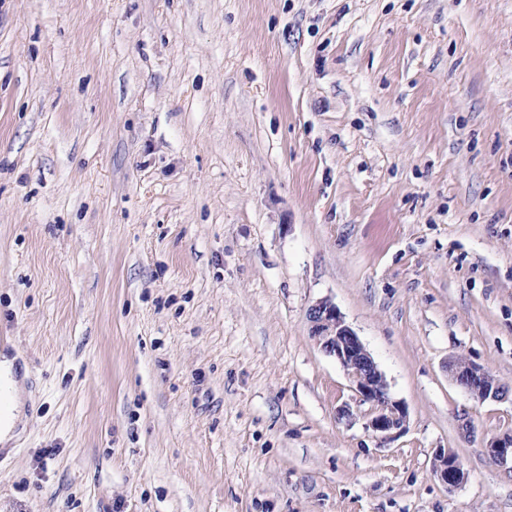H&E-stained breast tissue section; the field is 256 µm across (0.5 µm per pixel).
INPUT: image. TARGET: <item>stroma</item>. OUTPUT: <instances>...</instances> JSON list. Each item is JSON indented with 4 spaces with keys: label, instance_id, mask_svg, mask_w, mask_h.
I'll use <instances>...</instances> for the list:
<instances>
[{
    "label": "stroma",
    "instance_id": "stroma-1",
    "mask_svg": "<svg viewBox=\"0 0 512 512\" xmlns=\"http://www.w3.org/2000/svg\"><path fill=\"white\" fill-rule=\"evenodd\" d=\"M0 349V512H512V0H0ZM307 320L309 335L341 365L358 403L369 406L368 428L382 439L403 430L407 419L404 405L392 397L384 373L338 308L329 300H320L308 309ZM15 358L0 353V384H2L5 410L0 414V443L5 445L16 436V430L22 423L23 391L16 379ZM447 371L456 385L479 402L498 401L506 396V388L494 381L487 369L466 358L449 359ZM433 476L451 491L461 485L466 472L459 456L448 448H439L432 461Z\"/></svg>",
    "mask_w": 512,
    "mask_h": 512
}]
</instances>
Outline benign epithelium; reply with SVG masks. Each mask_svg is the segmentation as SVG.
I'll return each mask as SVG.
<instances>
[{"mask_svg": "<svg viewBox=\"0 0 512 512\" xmlns=\"http://www.w3.org/2000/svg\"><path fill=\"white\" fill-rule=\"evenodd\" d=\"M307 320L309 335L341 365L358 403L368 406V428L382 438L403 430L407 419L404 405L392 397L384 373L338 308L328 300H320L308 309ZM447 371L456 385L479 402L505 397L506 388L494 381L487 369L466 358L448 360ZM487 451L501 465L512 463V436L492 440ZM432 474L450 491L466 478L459 456L447 448L435 452Z\"/></svg>", "mask_w": 512, "mask_h": 512, "instance_id": "benign-epithelium-1", "label": "benign epithelium"}]
</instances>
